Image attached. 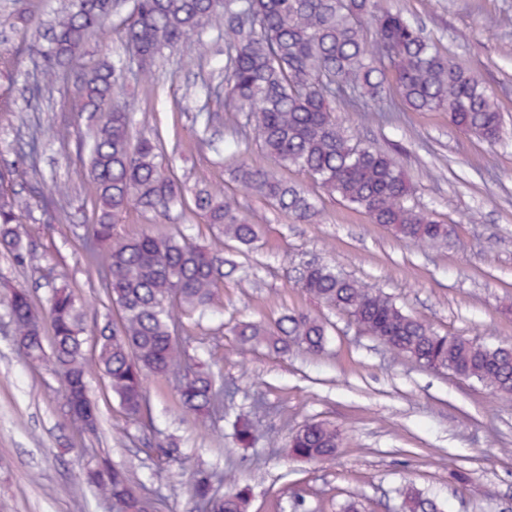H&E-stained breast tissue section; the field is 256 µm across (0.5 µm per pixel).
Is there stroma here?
Segmentation results:
<instances>
[{"label":"stroma","instance_id":"stroma-1","mask_svg":"<svg viewBox=\"0 0 512 512\" xmlns=\"http://www.w3.org/2000/svg\"><path fill=\"white\" fill-rule=\"evenodd\" d=\"M70 0H0V84L10 111L0 112V164L23 163L30 135L39 138L37 175L21 191L24 264L0 252V287L27 289L45 310L50 288L68 283L87 309L89 332L112 320L97 298L99 281L79 249L93 221L89 156L80 143L87 116L72 112L78 79L94 67L131 53L111 35L91 38L66 79L46 83L40 72L45 45L41 23ZM418 18L426 32L470 69L503 115L499 141L488 144L454 127L444 112H410L393 104L389 120H364L337 107L349 135L374 150L397 155L413 185L408 204L456 227L445 243L417 244L396 237L345 203L328 197L295 169L288 182L306 190L317 213L308 221L235 189V162L226 143L244 129L221 98L199 88L218 83L224 26L193 36L191 45L158 56L150 73L129 68L121 98L132 112L133 138L153 137L163 126L166 160L187 192L234 189L241 212L261 232L240 267L224 279L219 313L187 323L186 358L204 363L232 388L209 430H201L179 402L174 380L151 379L149 425L128 420L103 393V377L90 369L88 388L100 423L80 434L68 415L64 388L50 362L30 361L19 349L0 307V512H112L91 491L74 495L88 469L108 458L135 486L159 498V512H195L196 470H227L228 487H249L248 512H288L301 494L311 512H339L347 500L366 512H403L399 491L410 485L437 496L450 512H512V400L477 382L419 367L357 332L336 308L309 296L298 276L310 260L363 280L434 331L475 337L495 345L512 341V0H387ZM220 120L208 130L199 111ZM183 228L194 243L223 248L224 231L199 215L130 209L119 233L169 234ZM303 311L328 328L326 349L278 353L244 349L233 334L242 321L270 322ZM254 439L239 444L232 424L252 413ZM336 427L342 444L334 458L305 463L288 456L289 437L307 422ZM279 437L271 450L270 434ZM173 444V456L155 443ZM471 478L460 491L458 472Z\"/></svg>","mask_w":512,"mask_h":512}]
</instances>
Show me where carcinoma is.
I'll return each instance as SVG.
<instances>
[{"mask_svg":"<svg viewBox=\"0 0 512 512\" xmlns=\"http://www.w3.org/2000/svg\"><path fill=\"white\" fill-rule=\"evenodd\" d=\"M123 5L122 0H74L51 27L43 50L44 76L57 78L90 35L108 31L135 52L139 70L147 73L163 50L180 49L192 35L222 20L227 63L220 91L225 109L241 114L248 129V140L235 141L234 152L246 153L251 141L276 164L263 168L243 161L234 168L237 183L308 220L315 214L308 194L280 174L294 167L403 239L435 242L451 235L448 225L406 205L412 186L401 164L352 143L333 107L339 101L350 112H387L396 97L414 112H446L462 132L497 142L501 112L488 89L421 25L386 9L382 0H133L129 13L107 29L109 17ZM122 73L121 63L99 65L83 74L75 99L77 112L104 117L88 144L95 219L81 248L87 264L98 270L99 301L115 312L112 330L101 333L94 356L87 357L86 312L66 283L52 289L45 310L50 337L43 336L42 317L23 289L12 290L6 301L9 323L26 357L51 356L70 409L90 410L87 374L95 366L126 417L141 421L149 411L147 378L172 374L182 408L207 428L223 388L199 364L179 371L185 349L178 328L217 306L224 266L235 262L219 250L197 247L180 232L127 238L116 224L130 208H189L207 224L224 228L237 253L251 247L260 227L225 194L201 189L187 200L171 168L160 161V133L131 139L129 105L116 95ZM34 175L32 165H0V247L16 259L22 257L16 186ZM302 287L419 366L450 369L512 397V352L476 338L437 333L384 293L323 265L313 266ZM235 335L243 346L265 345L281 353L298 347L319 354L328 343L325 323L308 312L284 314L270 323L241 321ZM340 443L336 429L309 422L291 437L288 456L323 461L336 455ZM223 481L220 473L197 471L191 486L197 507L248 512L247 490L220 496L216 487ZM85 484L112 503L113 512H152L150 498L105 458L87 471ZM403 495L406 512H440L433 497L412 488Z\"/></svg>","mask_w":512,"mask_h":512,"instance_id":"carcinoma-1","label":"carcinoma"}]
</instances>
